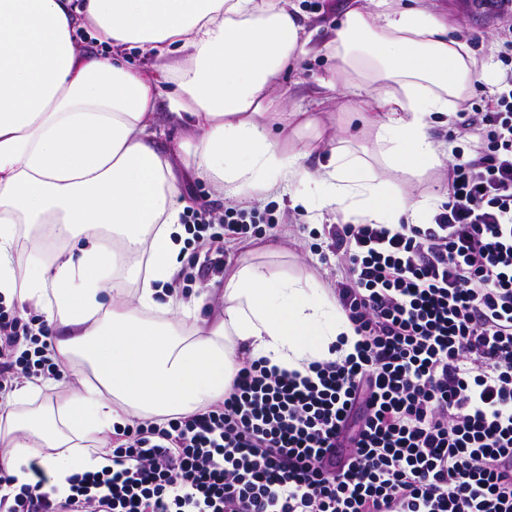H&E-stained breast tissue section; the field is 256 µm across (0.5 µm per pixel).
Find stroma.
<instances>
[{
  "instance_id": "35a3bbf8",
  "label": "stroma",
  "mask_w": 512,
  "mask_h": 512,
  "mask_svg": "<svg viewBox=\"0 0 512 512\" xmlns=\"http://www.w3.org/2000/svg\"><path fill=\"white\" fill-rule=\"evenodd\" d=\"M289 2L298 9L300 20L314 32L310 53L286 75L294 85V103L315 113L325 133L339 132L352 138L357 148L374 149V135L355 106L357 96L354 90L340 87L331 96L325 89L335 67L327 44L350 0ZM470 3L471 0H431L435 13L447 22L450 36L466 41L474 52L479 69L487 73L486 80L476 83L471 93L456 105L457 111L475 114L484 108L501 70L498 55L502 49L504 21L493 14L472 9ZM447 185L448 169L444 166L414 181L413 197L422 203L421 211L414 217L415 223H428L446 202L444 189ZM299 194V188L292 187L250 201V209L274 212L278 219L276 226L268 230L264 238L226 243L223 270L209 274L203 283H196L194 277L204 264L205 252L197 246H188L178 288L183 289L185 296L193 297L223 287L225 271L237 266L243 258L251 257L279 272L312 276L326 293H333L334 283L340 278L343 266L328 249L321 232L326 225L342 222L343 216L335 209L307 215L296 202Z\"/></svg>"
}]
</instances>
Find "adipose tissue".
I'll return each mask as SVG.
<instances>
[{"instance_id":"1","label":"adipose tissue","mask_w":512,"mask_h":512,"mask_svg":"<svg viewBox=\"0 0 512 512\" xmlns=\"http://www.w3.org/2000/svg\"><path fill=\"white\" fill-rule=\"evenodd\" d=\"M85 26L100 52L81 49ZM310 42L283 0H0V294L35 304L60 329L56 348L82 385L43 404L51 380L39 376L0 402V474L28 482L37 458L66 493L74 468L107 467L97 442L119 415L188 414L223 399L241 357L303 373L353 353V327L308 277L242 262L208 318L209 293L163 294L185 246L184 177L241 200L302 185L312 208L396 224L415 208L404 183L442 166L431 118L452 116L480 74L427 0L383 15L352 6L329 43V87L377 90L365 112L372 157L332 137L325 163L302 164L299 134L319 121L291 106L281 75ZM133 47L154 65L129 61ZM177 50L185 61L166 64ZM163 91L177 154L153 131ZM20 224L48 225L69 243L50 263L32 247L22 282ZM98 228L113 241L94 237ZM133 255L145 263L126 264Z\"/></svg>"}]
</instances>
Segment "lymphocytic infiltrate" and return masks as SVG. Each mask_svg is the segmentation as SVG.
<instances>
[{
    "mask_svg": "<svg viewBox=\"0 0 512 512\" xmlns=\"http://www.w3.org/2000/svg\"><path fill=\"white\" fill-rule=\"evenodd\" d=\"M427 224H331L355 354L243 361L222 401L113 428L60 498L40 459L0 512H512V68ZM68 376L0 302V392Z\"/></svg>",
    "mask_w": 512,
    "mask_h": 512,
    "instance_id": "obj_1",
    "label": "lymphocytic infiltrate"
}]
</instances>
